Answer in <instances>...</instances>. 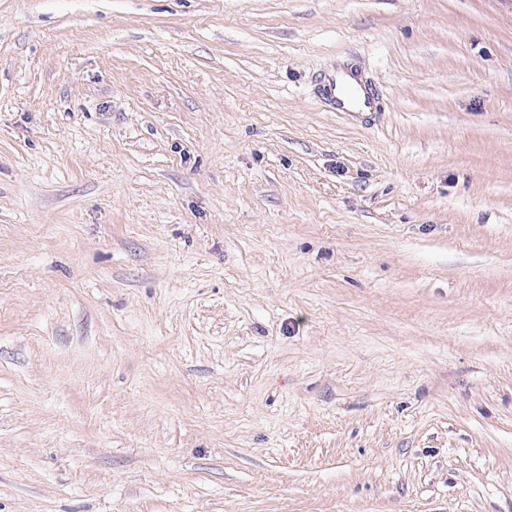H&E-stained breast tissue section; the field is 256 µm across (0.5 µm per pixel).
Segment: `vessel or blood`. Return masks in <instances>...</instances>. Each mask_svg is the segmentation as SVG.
Returning <instances> with one entry per match:
<instances>
[{
    "label": "vessel or blood",
    "instance_id": "obj_1",
    "mask_svg": "<svg viewBox=\"0 0 512 512\" xmlns=\"http://www.w3.org/2000/svg\"><path fill=\"white\" fill-rule=\"evenodd\" d=\"M319 93L334 112L368 116L380 108L379 96L365 74L348 63L331 67L321 75Z\"/></svg>",
    "mask_w": 512,
    "mask_h": 512
}]
</instances>
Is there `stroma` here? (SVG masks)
Listing matches in <instances>:
<instances>
[{
	"label": "stroma",
	"mask_w": 512,
	"mask_h": 512,
	"mask_svg": "<svg viewBox=\"0 0 512 512\" xmlns=\"http://www.w3.org/2000/svg\"><path fill=\"white\" fill-rule=\"evenodd\" d=\"M0 512H512V0H0ZM319 93L331 112L368 116L380 109V99L372 84L359 68L349 63L325 71L320 77Z\"/></svg>",
	"instance_id": "stroma-1"
}]
</instances>
